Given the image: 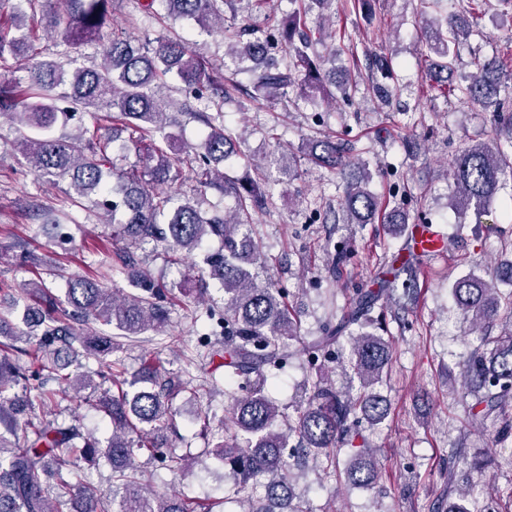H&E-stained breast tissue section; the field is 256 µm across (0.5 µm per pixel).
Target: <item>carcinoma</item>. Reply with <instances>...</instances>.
<instances>
[{
    "label": "carcinoma",
    "instance_id": "obj_1",
    "mask_svg": "<svg viewBox=\"0 0 512 512\" xmlns=\"http://www.w3.org/2000/svg\"><path fill=\"white\" fill-rule=\"evenodd\" d=\"M114 0H0V63L26 56L36 41L26 27L27 9L41 6L47 28L57 33L65 51L29 70L25 81L0 79V119L27 129L19 151L29 168L39 176L68 182L67 196L77 203L87 200L101 208L116 224L114 236L127 242L112 271L130 277L138 292L116 295L111 289L86 277H71L65 299L50 293L43 281L22 284L18 299L35 301L37 326L32 335L13 322V312H0V336H24L26 347L18 357L0 356V512H194L178 494L146 491L142 472L135 463L138 453L162 452L156 439L139 435L141 426L152 435L164 429L171 418V396L179 383L167 372L148 366L132 379L124 377L120 364L112 361L114 334L89 336L84 322L93 319L110 326L123 337L159 332L168 312L161 304L163 288L136 266L131 248L150 241L163 242L172 253L200 248L217 237L224 250L207 257V275L224 288V379L245 394L234 398L232 412L224 420L230 441L216 448L228 465L238 491L250 481L266 477V495L260 503L247 495L244 512H309L296 499L294 484L304 474L283 460L288 434L299 440L301 461L325 459L336 468V448L351 444V432L361 419L382 422L386 400L374 391L391 360L388 342L375 333L382 325L381 300L403 289L402 298L412 301L418 277L413 262H406L381 280L376 288L349 296L342 314L329 320L319 336L303 346V353L317 360L334 350L341 339L350 341L348 364L361 382L362 392L351 398L319 376L310 382L306 406L298 411L288 431L278 428L285 417L264 389L266 371L281 368L290 353L284 341L297 337V322L283 294L256 281L251 267L262 263V254L249 231L251 212L264 205L265 193L249 181L224 178V162L234 153L232 137L224 133V104L236 100L238 85L224 86L208 65L182 40L159 35L134 41L114 35L99 64L75 66L70 50L100 41L112 13ZM163 6L172 20H193L204 28L219 29L228 38L233 54L252 62L243 70L252 88L268 100L319 91L335 72H324L309 55L316 37L297 15L288 16L281 40L250 38V30L224 26V0H145L139 8L155 13ZM470 22L447 15L432 22L425 45L437 57L429 78L447 93L481 105L492 112L498 133L490 142L464 147L450 173L455 204L479 217L502 182L512 178V110L503 98L512 96L509 71L500 57H472L474 71L456 81L455 61ZM173 76L194 99H206L216 114L199 113L190 103L164 96L160 88ZM372 88L388 98L390 78L386 59L373 63ZM199 113L208 131L196 147L177 144L164 133L172 112ZM85 112L95 116L92 126L79 125L75 133L51 134ZM130 136L120 139L119 132ZM159 133L162 143L144 159L123 164L128 154L141 152L144 133ZM118 155L110 157L111 148ZM304 156L312 163L339 170L345 182L344 213L350 224H371L381 208L369 189L372 179L366 163L353 162L342 144L324 139L306 145ZM196 164L204 188H214L236 200L231 215L209 212L195 199H185L167 212L171 197L157 190L160 184L179 180L183 167ZM512 284V264L481 276L470 272L452 285L457 308L481 329L489 327L501 312L512 318V291L504 294L497 283ZM78 343L86 355L98 359L97 375L112 381L118 393H103L98 408L112 422V437L101 448L72 425L52 419L53 407L85 389L95 393L99 383L90 375L75 374L60 353ZM29 365L20 364L19 357ZM463 387L475 401L472 427L489 432L493 446L512 458V418L505 408L512 403V329L497 336L486 332L461 365ZM25 430L23 442L13 439ZM89 462L104 457L112 465V497H105L71 480L76 453ZM53 465V484L43 479L47 464ZM378 451L365 449L351 458L345 474L353 485L369 486L380 474ZM468 490H457V500L437 501L434 512H468L462 501Z\"/></svg>",
    "mask_w": 512,
    "mask_h": 512
}]
</instances>
